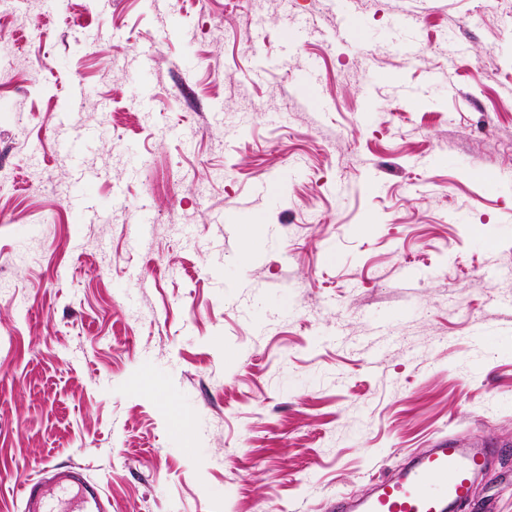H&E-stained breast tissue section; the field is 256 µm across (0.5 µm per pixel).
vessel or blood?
<instances>
[{
    "mask_svg": "<svg viewBox=\"0 0 512 512\" xmlns=\"http://www.w3.org/2000/svg\"><path fill=\"white\" fill-rule=\"evenodd\" d=\"M490 454L487 448L440 443L409 455L393 476L378 480L368 495L341 497L334 512H457L471 504L474 477ZM54 487L75 489L73 512H88L89 505L101 499L100 485L80 468H59L50 481L22 483L24 512H53L49 496Z\"/></svg>",
    "mask_w": 512,
    "mask_h": 512,
    "instance_id": "obj_1",
    "label": "vessel or blood"
}]
</instances>
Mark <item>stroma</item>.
I'll use <instances>...</instances> for the list:
<instances>
[{"instance_id":"stroma-1","label":"stroma","mask_w":512,"mask_h":512,"mask_svg":"<svg viewBox=\"0 0 512 512\" xmlns=\"http://www.w3.org/2000/svg\"><path fill=\"white\" fill-rule=\"evenodd\" d=\"M30 1L0 512L71 465L102 512H328L444 439L512 512V0Z\"/></svg>"}]
</instances>
